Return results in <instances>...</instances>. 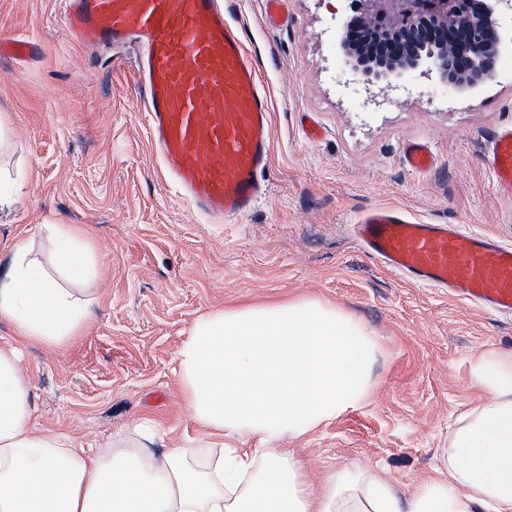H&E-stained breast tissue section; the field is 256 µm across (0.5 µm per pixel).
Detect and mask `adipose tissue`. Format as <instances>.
<instances>
[{
	"instance_id": "ef3b65f1",
	"label": "adipose tissue",
	"mask_w": 512,
	"mask_h": 512,
	"mask_svg": "<svg viewBox=\"0 0 512 512\" xmlns=\"http://www.w3.org/2000/svg\"><path fill=\"white\" fill-rule=\"evenodd\" d=\"M45 233L70 283L98 278L81 231L49 224ZM28 253L20 242L0 282V316L19 343L58 350L78 335L90 302ZM377 350L362 321L317 299L203 314L174 359L199 430L158 454L149 421L93 449L32 429L16 346L0 347V512H512V352L498 350L474 369L491 402L456 424L434 477L409 498L375 472L310 484L281 443L363 406Z\"/></svg>"
}]
</instances>
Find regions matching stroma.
<instances>
[{"label":"stroma","mask_w":512,"mask_h":512,"mask_svg":"<svg viewBox=\"0 0 512 512\" xmlns=\"http://www.w3.org/2000/svg\"><path fill=\"white\" fill-rule=\"evenodd\" d=\"M334 0H227L263 70L272 103L266 193L248 213L212 224L162 178L134 78L138 49L94 51L68 34L60 0H0V39L26 37L27 64L0 56V113L10 145L0 167L18 175L0 208V277L16 245L42 225L83 229L103 264L96 302L60 351L23 346L31 425L105 441L155 421L163 446L195 434L174 356L198 316L244 301L312 298L359 318L379 345L369 402L288 449L313 484L338 469L382 471L409 495L433 474L454 422L486 404L473 369L512 350V318L415 284L371 258L352 226L400 207L421 224H462L512 245V196L495 189L486 154L512 124V54L476 94L354 88L335 54ZM318 138H308L307 120ZM436 161L409 170L404 143Z\"/></svg>","instance_id":"35a3bbf8"}]
</instances>
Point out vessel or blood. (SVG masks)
<instances>
[{
    "label": "vessel or blood",
    "instance_id": "b4317fda",
    "mask_svg": "<svg viewBox=\"0 0 512 512\" xmlns=\"http://www.w3.org/2000/svg\"><path fill=\"white\" fill-rule=\"evenodd\" d=\"M70 35L85 46H140L135 79L145 91L144 121L164 180L214 221L250 211L262 199L271 159V101L256 58L223 0H62ZM17 60L33 42H0ZM413 171L430 170L427 143L403 147ZM488 168L498 192L512 194V125L490 141ZM368 254L409 281L447 289L451 298L512 316V246L458 224H416L402 208L366 212L353 227Z\"/></svg>",
    "mask_w": 512,
    "mask_h": 512
}]
</instances>
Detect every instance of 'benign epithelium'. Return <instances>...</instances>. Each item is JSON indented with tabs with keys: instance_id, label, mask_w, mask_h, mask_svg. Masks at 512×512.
Returning <instances> with one entry per match:
<instances>
[{
	"instance_id": "1",
	"label": "benign epithelium",
	"mask_w": 512,
	"mask_h": 512,
	"mask_svg": "<svg viewBox=\"0 0 512 512\" xmlns=\"http://www.w3.org/2000/svg\"><path fill=\"white\" fill-rule=\"evenodd\" d=\"M336 47L358 85L383 92L416 77L444 87L481 88L496 75L501 56L512 52V27L498 16L512 0H336ZM370 34L371 50L350 54L348 30Z\"/></svg>"
}]
</instances>
